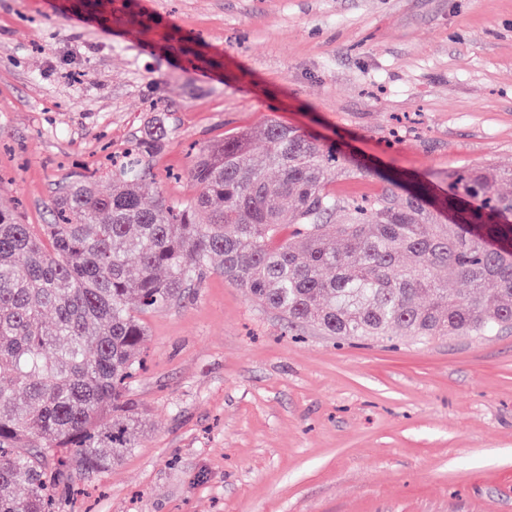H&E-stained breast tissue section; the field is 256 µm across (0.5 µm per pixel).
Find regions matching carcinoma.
Wrapping results in <instances>:
<instances>
[{
    "label": "carcinoma",
    "mask_w": 512,
    "mask_h": 512,
    "mask_svg": "<svg viewBox=\"0 0 512 512\" xmlns=\"http://www.w3.org/2000/svg\"><path fill=\"white\" fill-rule=\"evenodd\" d=\"M167 136L152 126L112 170L73 175L51 224L0 208V512H55L52 485L137 447L143 316L215 267L290 336L304 324L349 340L512 328V196L498 191L512 169L463 167L444 187L412 188L375 171L379 187L350 196L336 182L364 169L354 156L272 123L201 145L196 194L148 203L149 158Z\"/></svg>",
    "instance_id": "carcinoma-1"
}]
</instances>
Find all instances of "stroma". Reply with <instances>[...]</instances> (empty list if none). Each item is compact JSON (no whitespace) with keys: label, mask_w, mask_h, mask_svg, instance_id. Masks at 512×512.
Returning a JSON list of instances; mask_svg holds the SVG:
<instances>
[{"label":"stroma","mask_w":512,"mask_h":512,"mask_svg":"<svg viewBox=\"0 0 512 512\" xmlns=\"http://www.w3.org/2000/svg\"><path fill=\"white\" fill-rule=\"evenodd\" d=\"M431 180L512 167V0H0V207L53 221L103 144L271 122ZM146 427L60 512H512V330L355 345L285 335L216 270L147 315Z\"/></svg>","instance_id":"35a3bbf8"}]
</instances>
